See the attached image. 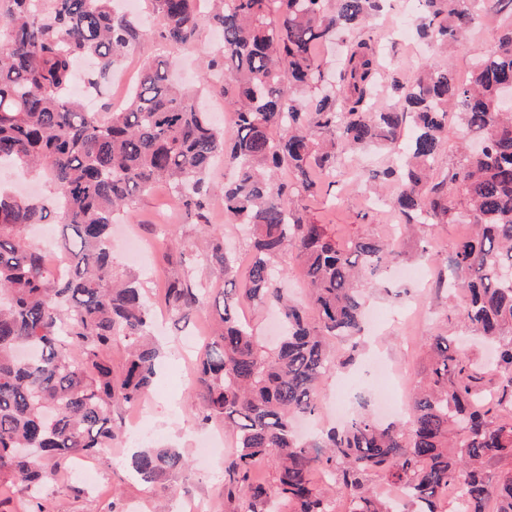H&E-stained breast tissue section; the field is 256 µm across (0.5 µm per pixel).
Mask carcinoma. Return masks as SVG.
I'll return each instance as SVG.
<instances>
[{"mask_svg": "<svg viewBox=\"0 0 512 512\" xmlns=\"http://www.w3.org/2000/svg\"><path fill=\"white\" fill-rule=\"evenodd\" d=\"M510 1L418 0V32L464 47L482 13ZM149 2L152 38L169 49L193 45L205 27L220 32L223 51L209 54L201 84L223 73L231 137L171 81L168 58L145 63L128 102L110 112H92L69 95L79 61L90 63L96 91L140 43L141 23L112 0H0V159L54 186L48 203L0 190V488L22 485L25 512H51L46 481L121 434L113 411L149 389L159 349L137 278L114 280L112 224L163 184L189 223L208 229L215 187L207 174L222 159L232 168L221 188L224 215L246 226L250 266L238 282L224 242H207V261L228 287L223 328L200 359L202 404L193 415L224 421L236 437L224 458L226 497L242 500V512H280L283 501L294 512H334L339 494L355 512H457L445 497L456 483L466 512H489L492 502L494 512H512V475L492 483L483 473L488 460L512 455V419H503L512 414V110L500 109L501 86L512 82V28L481 51L466 80L452 63H433L410 84L392 78L395 100L377 106L370 20L383 0ZM333 40L344 50L330 85L315 50ZM450 118L482 148L468 149L439 179ZM367 146L396 155L371 179L398 186L390 204L404 230L472 225L439 267L437 284L467 293L461 320L498 343L497 364L489 378L453 339L433 336L408 418L384 426L359 412L302 441L294 417L315 416L317 384L358 350L359 272L383 274L401 252L371 233L342 248L296 203L332 183L341 151ZM283 168L292 180L277 177ZM52 211L66 253L57 266L46 265L27 234ZM290 246L304 269L303 304L277 286L278 258ZM184 263L166 282L168 308L181 318L201 301ZM243 299L280 311L286 334L275 348L239 318ZM331 338L347 348L330 349ZM117 339L127 356L116 374L109 351ZM267 463L275 468L269 484L255 479ZM128 465L152 488L188 461L174 448L148 446ZM316 473L328 483L316 486ZM374 473L406 486L407 499L395 506L375 497Z\"/></svg>", "mask_w": 512, "mask_h": 512, "instance_id": "1", "label": "carcinoma"}]
</instances>
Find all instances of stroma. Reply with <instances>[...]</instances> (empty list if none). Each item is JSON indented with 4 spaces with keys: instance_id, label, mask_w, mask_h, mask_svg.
I'll return each instance as SVG.
<instances>
[{
    "instance_id": "obj_1",
    "label": "stroma",
    "mask_w": 512,
    "mask_h": 512,
    "mask_svg": "<svg viewBox=\"0 0 512 512\" xmlns=\"http://www.w3.org/2000/svg\"><path fill=\"white\" fill-rule=\"evenodd\" d=\"M512 25V8L503 7L482 15L470 29L469 48H448L420 40L416 33L398 40L382 52L384 80L379 84L378 99L391 96L387 80L395 75L403 82H411L427 63L451 60L459 75H466L473 61L474 49L488 46L503 29ZM214 34L203 30L198 43L190 49L169 53L145 38L142 46L129 55L111 74L110 83L104 84L94 96L95 109L109 111L112 101L120 100L127 86L133 85L145 59L175 55L174 76L190 86H199L200 72ZM389 158L382 150L357 154L351 165L341 168L330 193L306 196L299 200L301 213L311 221L327 225L338 244H346L363 232L390 238L399 237L402 252L413 255L423 245H430L436 262H443L455 242L469 233L466 224H432L414 237H400L397 219L389 206L378 205L366 209L367 193L362 172L379 170ZM368 210L366 223H359V210ZM211 229L221 234L225 250L236 255L238 270H246L249 263V242L238 224L224 215L222 197H214L211 206ZM174 239L186 259L185 271L202 290L200 308L180 320L164 314L163 285L169 262L166 257V239ZM205 237L199 225L187 223L169 203L168 189L160 185L143 196L134 211L118 217L113 228L112 253L117 274L132 272L138 275L147 301L154 314L165 320L157 335L160 347V368L157 378L145 394L139 407L147 413L144 441L155 447H174L189 457L190 466L170 481L154 488L134 481L124 464L131 446L119 439L104 452L91 458L98 473V482L87 485L75 475L74 469L62 471L55 481L48 483L44 494L56 512H109L112 503H119L125 512H179L186 500L205 502L208 512H238L236 501L224 495V454L215 451L200 454L199 445L209 433L222 429L221 421L203 422L190 418L186 405L199 392L196 380L184 379L176 366L184 356L198 357V350H186L183 340L191 334L208 335L222 311L224 279L204 259ZM392 287L409 288L418 296L421 310L415 315H404V301L388 295L373 284H366L367 311L377 317L376 322L364 325L367 345L356 363L345 370L328 374L317 386L319 420L321 424L336 423L337 404L348 411L359 408L375 410L378 398L393 394L391 385L373 374L369 364L381 359L391 364L402 376L408 389H415L423 381L429 365V337L458 336L463 332L459 314L463 297L459 294L436 292L432 281L395 277Z\"/></svg>"
}]
</instances>
